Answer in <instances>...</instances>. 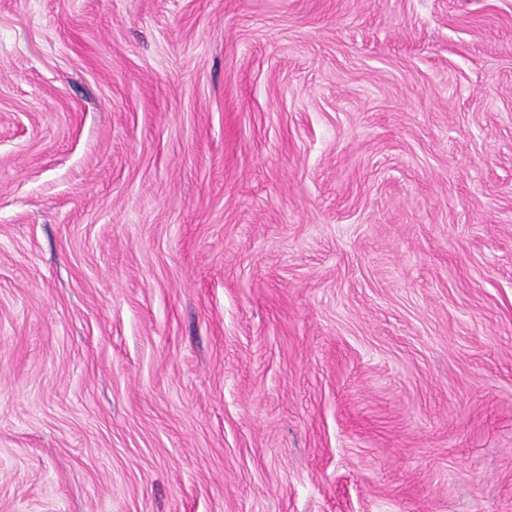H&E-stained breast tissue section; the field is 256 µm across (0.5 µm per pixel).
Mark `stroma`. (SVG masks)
<instances>
[{"label": "stroma", "mask_w": 512, "mask_h": 512, "mask_svg": "<svg viewBox=\"0 0 512 512\" xmlns=\"http://www.w3.org/2000/svg\"><path fill=\"white\" fill-rule=\"evenodd\" d=\"M0 512H512V0H0Z\"/></svg>", "instance_id": "stroma-1"}]
</instances>
